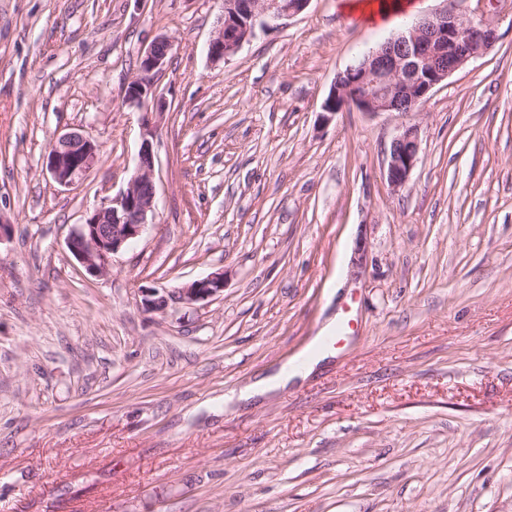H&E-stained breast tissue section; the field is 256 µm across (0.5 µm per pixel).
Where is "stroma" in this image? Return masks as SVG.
<instances>
[{
    "mask_svg": "<svg viewBox=\"0 0 512 512\" xmlns=\"http://www.w3.org/2000/svg\"><path fill=\"white\" fill-rule=\"evenodd\" d=\"M341 4L216 62L224 0H0V512H512V0L418 111L327 120L339 72L450 5L377 27ZM161 36L155 221L93 278L66 240L136 168L123 88ZM71 131L99 161L63 188ZM218 270L221 296L141 305ZM345 313L309 377L231 399ZM419 144L414 128H404L392 141L387 155V179L393 187H402L418 161ZM98 159L94 141L80 132H68L51 144L46 169L55 183L68 188L83 181Z\"/></svg>",
    "mask_w": 512,
    "mask_h": 512,
    "instance_id": "35a3bbf8",
    "label": "stroma"
}]
</instances>
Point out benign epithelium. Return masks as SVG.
Instances as JSON below:
<instances>
[{
    "mask_svg": "<svg viewBox=\"0 0 512 512\" xmlns=\"http://www.w3.org/2000/svg\"><path fill=\"white\" fill-rule=\"evenodd\" d=\"M472 15L436 12L370 50L359 66L336 77L322 110L331 116L344 110L378 114L416 111L429 94L455 71L484 56L498 41L497 28L482 13L484 0H475ZM309 0H224V25L209 42L214 60H226L249 41L257 28H271L283 18L301 13ZM173 43L159 37L140 54L139 75L124 88V100L143 110V133L138 164L126 188L105 205L86 215L66 240L70 254L85 274L109 273L112 256L141 236L153 223L157 207L154 180L153 116L162 112L156 99L154 76L160 73ZM414 128L403 129L387 155V179L402 187L418 161ZM99 159L98 146L80 132L65 133L51 144L46 169L55 183L72 187L83 181ZM224 291V271L195 280L177 293L142 288L145 310L163 313L173 299L186 304L207 301Z\"/></svg>",
    "mask_w": 512,
    "mask_h": 512,
    "instance_id": "obj_1",
    "label": "benign epithelium"
}]
</instances>
